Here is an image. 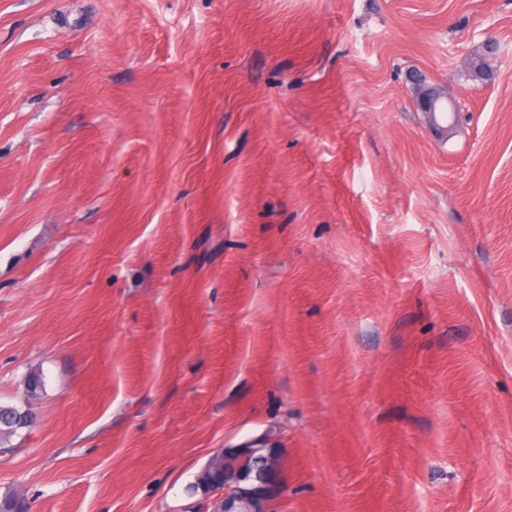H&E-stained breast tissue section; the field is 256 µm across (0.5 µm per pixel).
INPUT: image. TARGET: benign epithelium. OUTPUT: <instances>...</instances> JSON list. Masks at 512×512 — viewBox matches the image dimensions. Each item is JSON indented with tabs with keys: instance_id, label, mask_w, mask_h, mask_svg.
I'll list each match as a JSON object with an SVG mask.
<instances>
[{
	"instance_id": "benign-epithelium-1",
	"label": "benign epithelium",
	"mask_w": 512,
	"mask_h": 512,
	"mask_svg": "<svg viewBox=\"0 0 512 512\" xmlns=\"http://www.w3.org/2000/svg\"><path fill=\"white\" fill-rule=\"evenodd\" d=\"M415 101L430 123L435 112L458 111L448 91L421 82L415 87ZM223 457L224 482L205 496L223 503L224 512H270L282 468L278 449L261 437L224 449Z\"/></svg>"
}]
</instances>
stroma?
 Wrapping results in <instances>:
<instances>
[{"label": "stroma", "instance_id": "1", "mask_svg": "<svg viewBox=\"0 0 512 512\" xmlns=\"http://www.w3.org/2000/svg\"><path fill=\"white\" fill-rule=\"evenodd\" d=\"M0 403L32 512H512V0H0ZM414 92L418 109L426 114V118L431 125L434 123L432 119L434 112H439L434 119L441 126L447 124L449 126L457 122L458 107L453 95L448 94L446 89L443 90L420 82L416 84ZM448 126L445 133H448ZM27 416L34 418L31 408L25 405H1L0 404V450L8 452L11 448L6 446L15 436H21V433L27 430V425L19 424L16 417ZM223 465L217 456L212 467L203 470L192 483L195 494L212 487L205 496L213 502V512H270V503L279 486L282 459L278 448L270 447L263 437L224 449ZM204 493H200L204 495Z\"/></svg>", "mask_w": 512, "mask_h": 512}]
</instances>
